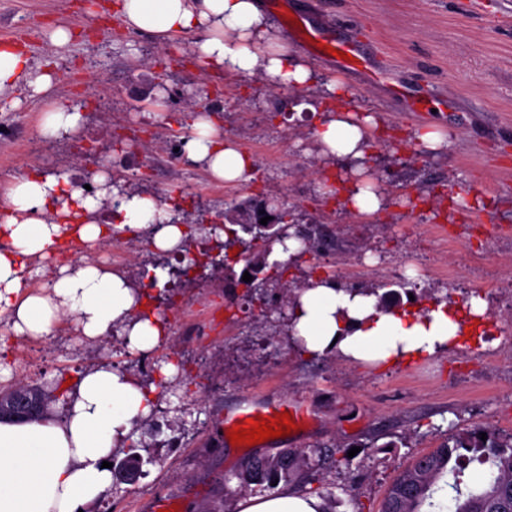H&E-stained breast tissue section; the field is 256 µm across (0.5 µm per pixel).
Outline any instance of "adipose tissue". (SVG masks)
<instances>
[{"label": "adipose tissue", "mask_w": 512, "mask_h": 512, "mask_svg": "<svg viewBox=\"0 0 512 512\" xmlns=\"http://www.w3.org/2000/svg\"><path fill=\"white\" fill-rule=\"evenodd\" d=\"M115 12L127 30L159 41L192 30L204 38L196 50L208 68L235 76L262 74L284 90L313 85L314 70L302 55L287 50L260 0H116ZM34 93L48 92L51 74L35 71L13 44L0 46V93L20 79ZM334 105L322 109L314 128L323 157H344L364 166L377 140L374 116L356 120L345 107L343 80H329ZM83 115L66 104L51 105L40 131L49 140L77 136ZM186 157L220 181L244 179L252 161L211 116L196 114L183 139ZM77 217L82 241L111 238L114 231H151L153 245L173 251L182 244L181 225L170 223L158 198L122 196L116 212L99 215L96 199L83 196L66 175L35 173L12 181L0 196V314H8L17 336L50 335L59 316L70 315L84 336L100 338L123 326L130 344L144 352L166 335L165 320H140L137 293L123 274L92 264L62 266L41 290L23 289L29 258L55 254L66 218ZM288 330L305 354L332 353L350 363L374 365L417 360L447 351L458 338L460 319L446 305L428 310H382L373 294L310 280L296 293ZM150 394L126 374L103 364L84 373L63 414L47 410L30 421L0 422V512H82L112 484L104 463L118 450L135 423L150 410ZM320 497L294 487L269 496H247L238 512H322Z\"/></svg>", "instance_id": "ef3b65f1"}]
</instances>
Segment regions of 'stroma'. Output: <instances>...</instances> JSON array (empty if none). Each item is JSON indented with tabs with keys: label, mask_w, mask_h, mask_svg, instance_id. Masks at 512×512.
Returning a JSON list of instances; mask_svg holds the SVG:
<instances>
[{
	"label": "stroma",
	"mask_w": 512,
	"mask_h": 512,
	"mask_svg": "<svg viewBox=\"0 0 512 512\" xmlns=\"http://www.w3.org/2000/svg\"><path fill=\"white\" fill-rule=\"evenodd\" d=\"M112 0H0V38L25 47L34 65L51 70L53 86L37 95L18 82L0 95V123L40 126L56 101L85 115L82 138L37 135L28 154L0 141V188L29 171L64 173L69 181L116 173L129 193H165L190 233L164 281L142 270L153 257L147 234L124 232L119 250L96 243L98 265L122 272L147 310L167 319L154 350L132 348L122 327L99 339L83 336L72 319L45 337L17 336L0 316V386L19 381L52 392L57 383L107 363L159 391L147 422L130 442L147 463L136 481L116 482L85 512H153L167 495L183 512L211 503L235 512L243 493L233 472L253 456L284 448L305 451L312 467L293 487L330 497L332 512H380L399 474L430 453L448 433L480 429L512 434V0H288L289 13L325 36L351 41L369 61L357 70L314 57L319 82L309 92L285 91L256 74L209 70L196 53L202 33L161 43L125 29ZM74 38L55 47L50 32ZM342 78L345 107L375 116L378 144L367 167L385 203L362 220L341 209L352 185L347 160L317 151L314 118L301 105L324 96L323 82ZM212 106L225 138L251 156L253 171L237 183L217 182L190 160L171 167L169 142L183 137L195 112ZM434 126L443 150L417 142ZM134 137L125 155L115 134ZM427 194L428 203L408 198ZM276 196L317 245L300 255L296 276L310 270L344 288L395 290L405 309L444 302L466 323L444 353L386 368L351 364L333 355L306 356L286 322L267 323L262 299L240 310L243 290L224 272L208 281L182 276L191 258L226 242L200 239L198 225L252 197ZM481 198L484 207H451L454 197ZM440 225L449 240L432 234ZM481 250L479 261L470 251ZM452 265L462 277H435ZM404 282L391 279L394 267ZM487 317L467 319L472 298ZM303 402L306 428L256 446H233L221 433L224 415L246 404ZM356 448L350 466L323 459L326 447Z\"/></svg>",
	"instance_id": "obj_1"
}]
</instances>
